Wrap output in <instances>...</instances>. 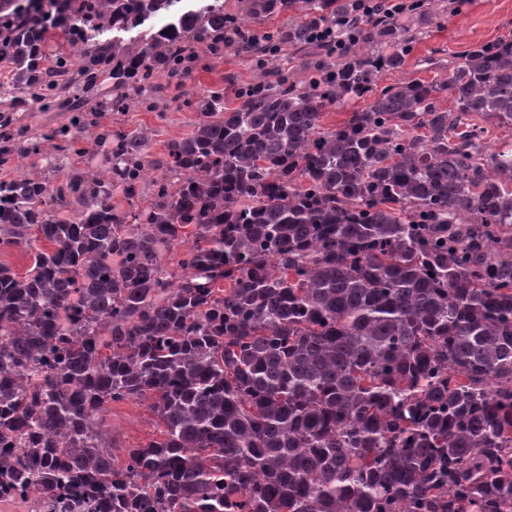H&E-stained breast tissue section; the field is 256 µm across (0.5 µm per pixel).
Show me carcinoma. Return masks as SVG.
<instances>
[{
  "instance_id": "carcinoma-1",
  "label": "carcinoma",
  "mask_w": 512,
  "mask_h": 512,
  "mask_svg": "<svg viewBox=\"0 0 512 512\" xmlns=\"http://www.w3.org/2000/svg\"><path fill=\"white\" fill-rule=\"evenodd\" d=\"M401 8L441 17L427 0ZM163 11L168 31L144 26ZM361 14L357 0H245L240 15L224 0L0 5V167L46 141L58 152L43 175L0 178V252L33 256L22 274L0 263V500L512 512V148L476 123L512 130V38L459 52L444 81L378 90L416 33ZM59 30L67 50L50 55ZM233 36L252 82L232 104L187 100L192 130L163 157L145 129L100 127L101 112L153 110L158 77L183 79L198 44L220 58ZM288 47L312 50L301 82L275 65ZM31 102L78 119L8 131ZM92 135L105 170L74 163ZM141 398L161 438L120 462L101 413Z\"/></svg>"
}]
</instances>
